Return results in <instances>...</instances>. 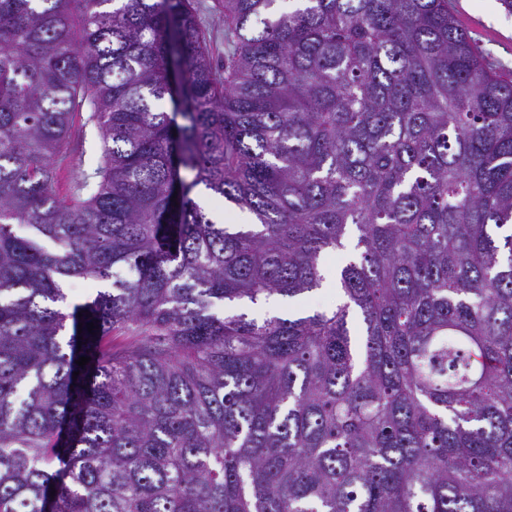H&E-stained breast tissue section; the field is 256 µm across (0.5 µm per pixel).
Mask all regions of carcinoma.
Returning a JSON list of instances; mask_svg holds the SVG:
<instances>
[{
	"instance_id": "obj_1",
	"label": "carcinoma",
	"mask_w": 512,
	"mask_h": 512,
	"mask_svg": "<svg viewBox=\"0 0 512 512\" xmlns=\"http://www.w3.org/2000/svg\"><path fill=\"white\" fill-rule=\"evenodd\" d=\"M278 2L214 0L220 73L198 0H0V512H512V70L452 0ZM353 236L334 308L235 310ZM204 1L201 12L205 31L214 62L221 67L224 63V16L213 7V0ZM83 133L84 138L82 140V150L80 151H83L84 153L81 169H74L73 172L70 170H63L60 172L57 189L61 196H70L73 182L78 171H84L85 173L91 174L100 164L101 152L96 130L90 125H87L86 127H83ZM195 200L205 207V211L208 213V216L212 219V216L217 220L218 222L224 223V218L226 215V220L229 222H235L239 218H249L246 224L252 223V216L247 211H242L238 208H232L227 205V203H224L222 200H216L214 198L208 197L207 204H202L198 199V193L193 196ZM232 217L230 220L229 217ZM68 294V310L71 311L74 304L84 303L90 296L96 293V288L89 281L73 279L66 286Z\"/></svg>"
}]
</instances>
